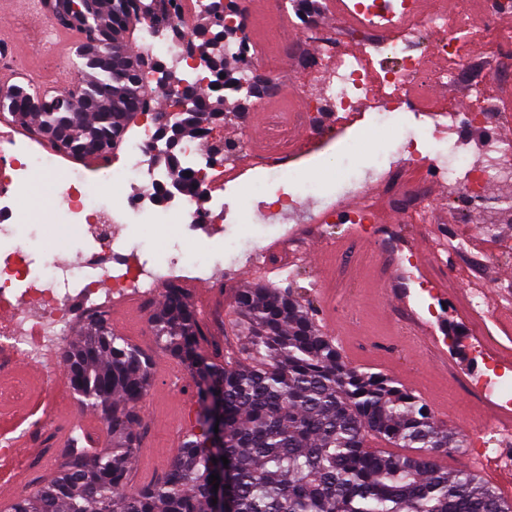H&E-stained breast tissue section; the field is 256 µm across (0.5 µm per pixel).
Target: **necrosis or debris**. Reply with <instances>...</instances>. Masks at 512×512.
Segmentation results:
<instances>
[{
  "mask_svg": "<svg viewBox=\"0 0 512 512\" xmlns=\"http://www.w3.org/2000/svg\"><path fill=\"white\" fill-rule=\"evenodd\" d=\"M209 0H170L169 23L156 28L152 18L137 21L141 49L157 66L173 68L184 82L212 89L214 78L200 52H189L185 41ZM512 16V0H346L343 32L334 34L315 18L313 0H269L259 38L265 50L229 39L227 49L242 74L263 72L268 88L280 91L283 74L299 82L304 99L292 120L280 113L264 116L267 139L256 145L242 136L232 153L211 154L210 133L197 132L179 144L182 168L192 181L190 191L167 193L171 175L154 165L158 148L153 122L139 126L128 140L122 164L101 161V179L93 183L80 170L60 175L59 220L52 244L79 236L91 253L79 264L53 258L34 265L29 236L15 204L39 175H59V156L29 136L17 139L0 133V405L18 403L28 385L18 366L42 364L48 398H55L61 375L58 354L70 335L75 314L108 312L113 302L151 308L168 284L209 278L223 267L232 284L240 267L277 264L262 239L237 246L232 224L238 214L228 200L251 182L263 181L268 200L259 201L262 221L273 234L287 235L279 215L291 210L306 224H350L376 238L374 186L393 184L400 173L420 176L418 192L407 207L395 210V223L426 224L434 219L425 197L429 186L448 191L450 209L481 208L512 223V202L494 194L495 186L512 184V142L501 135L512 126V72H488L483 79L464 74L476 61L474 44L490 47L492 56L512 53V30L487 28V20ZM302 40L292 42L289 31ZM462 81L466 105L450 103L443 89ZM393 130L388 152L374 165L338 182L324 194L313 184L290 189L298 159L314 156L324 144L346 146L363 123ZM122 189V204L112 194ZM356 200L345 208L344 199ZM177 226L187 239H221L223 250L190 259L181 249L149 260L138 230L146 219ZM55 426L46 420L26 436L33 452L31 473L63 457L53 440Z\"/></svg>",
  "mask_w": 512,
  "mask_h": 512,
  "instance_id": "4bbe7bcc",
  "label": "necrosis or debris"
}]
</instances>
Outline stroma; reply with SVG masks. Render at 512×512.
Listing matches in <instances>:
<instances>
[{
	"label": "stroma",
	"mask_w": 512,
	"mask_h": 512,
	"mask_svg": "<svg viewBox=\"0 0 512 512\" xmlns=\"http://www.w3.org/2000/svg\"><path fill=\"white\" fill-rule=\"evenodd\" d=\"M389 144V137L368 123L355 135L347 156L328 147L320 158L327 171L322 180L324 189L332 190L344 174L355 168L372 166ZM412 182V174L405 172L394 188L373 187L375 207L389 226L387 236L378 240L359 238L347 224L314 229L284 215L288 227L286 250L292 252L313 242L322 248L320 261L296 264L288 277L269 274L267 282L290 289L312 313L330 306L335 318L322 331L347 340L352 351L349 364L383 373L411 390L433 412L438 424L456 432L472 449L479 440L492 438L498 427L492 418L481 415V397L469 383L471 376L484 369L469 339L474 336L482 344L512 350V315L494 316L483 324L471 322L463 311L448 317V324L459 332L460 339L444 346V360L435 359L431 345L434 330L427 322L429 299L414 281L401 275L397 261L402 246L428 252L437 231L436 224L393 223L391 209L396 201L406 198ZM50 229V223L41 218L26 221L36 263L55 255L77 263L87 255V247L78 241L65 243L55 252L46 250L44 239ZM495 252L493 240L476 236L471 251L458 257L456 267L443 269L430 259L421 265L420 272L442 275L445 288L460 299L475 287L489 292L496 283L512 280V264L498 262ZM221 280L222 273L216 269L209 279L187 282L189 299L201 315L212 304L222 305L223 315L215 334L226 355L241 358L245 355V336L234 294L236 289L249 287L250 282L240 275L233 288L224 290ZM188 380L183 365L157 354L152 384L142 404L141 446L131 472L134 486L147 485L160 477L188 433L198 432V424L187 428L180 424L182 402L194 398Z\"/></svg>",
	"instance_id": "stroma-1"
}]
</instances>
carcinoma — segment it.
Returning a JSON list of instances; mask_svg holds the SVG:
<instances>
[{"label":"carcinoma","mask_w":512,"mask_h":512,"mask_svg":"<svg viewBox=\"0 0 512 512\" xmlns=\"http://www.w3.org/2000/svg\"><path fill=\"white\" fill-rule=\"evenodd\" d=\"M163 12L161 0H49L50 21L82 33L75 93L37 96L18 85L0 93V112L62 155H111L148 95L144 72L155 69L131 49L132 20L149 15L164 26ZM210 13L242 17L238 0H214ZM225 36L201 17L188 40L189 51L205 54L218 87L238 78ZM175 90L181 110L159 124L163 149L153 160L186 189L180 140L224 121L225 99L180 77ZM234 300L248 336L246 364L221 361L217 342L202 347L207 328L187 289L167 286L152 310L155 345L190 372L202 433L189 435L165 473L141 488L129 486L130 471L155 356L114 333L110 315L82 317L63 351L66 380L98 414L112 451L72 438L65 465L8 512H215L217 454L228 459L231 512H512L474 472L448 473L440 459L463 447L458 436L440 429L418 397L348 366L290 291L239 288ZM383 442L415 453L377 450Z\"/></svg>","instance_id":"cac0c4a2"}]
</instances>
